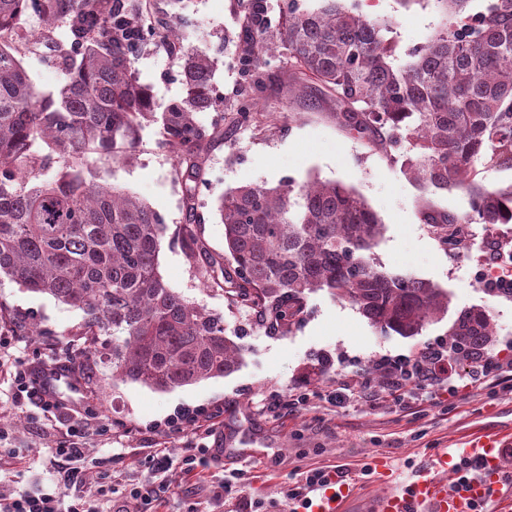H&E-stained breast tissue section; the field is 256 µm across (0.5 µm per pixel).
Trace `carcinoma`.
Wrapping results in <instances>:
<instances>
[{
	"label": "carcinoma",
	"instance_id": "cac0c4a2",
	"mask_svg": "<svg viewBox=\"0 0 512 512\" xmlns=\"http://www.w3.org/2000/svg\"><path fill=\"white\" fill-rule=\"evenodd\" d=\"M34 0H0V274L27 290L82 312L71 336L84 339L80 370L100 378L170 391L226 377L244 349L227 336L224 315L172 288L159 270L162 218L133 193L86 177V158L117 157L154 127L173 154L188 199H195L204 152L224 127L198 119L224 98L213 64L184 44L176 24L162 39L179 45L183 94L157 112L135 61L157 34L148 0H46L44 31L67 19L71 65L55 95H44L22 64L20 44ZM306 8L283 0L267 14L250 0L240 16L234 61L243 85L228 126L261 116L257 97L267 56L288 60V92L318 91L336 121L372 148L410 143L401 170L425 191L464 193V212H426L439 245L462 249L471 225L490 232L512 226V183L489 187L481 169H512V0H440L450 6L433 35L400 56L390 25L345 0ZM225 261L201 240L190 209L180 235L202 261L209 289L255 311L269 331L298 324L308 295L326 290L357 307L380 334L418 336L448 313L450 297L413 275L380 270L372 250L383 234L378 214L352 188L317 178L276 186L228 187L217 198ZM26 336L37 322L3 314ZM495 319L489 307L458 313L448 348L467 362L489 350Z\"/></svg>",
	"mask_w": 512,
	"mask_h": 512
}]
</instances>
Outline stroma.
<instances>
[{"label": "stroma", "mask_w": 512, "mask_h": 512, "mask_svg": "<svg viewBox=\"0 0 512 512\" xmlns=\"http://www.w3.org/2000/svg\"><path fill=\"white\" fill-rule=\"evenodd\" d=\"M360 10L393 22L401 49L424 43L441 20L436 0H357ZM159 15H176L187 43L209 56L213 82L232 104L241 77L233 63L239 33V0H154ZM71 31L56 25L48 38L34 42L23 57L35 85L58 91L65 82L61 67L48 62L55 49L68 47ZM141 82L150 86L157 109L180 97L178 67L164 45L149 46L137 59ZM284 58L271 61L269 76L257 97L265 112L284 116V130L257 123L228 130L205 157L195 206L203 215V239L210 254L224 253V226L215 213L216 200L227 187L277 185L317 177L353 187L376 211L385 230L373 250L376 265L388 272L411 273L448 291V313L419 336L378 335L349 302L320 291L308 297L300 325L268 333L256 315L236 306L203 285L200 264L191 259L177 237L188 215L175 161L153 129H145L132 160L93 161L96 179L127 189L149 204L168 227L159 256V270L171 287L208 310L223 314L226 333L244 349L239 370L168 392L134 383L104 385L97 392L81 391L69 409L45 411L15 398L11 379L0 376V446L10 449L21 473L10 484L16 491L35 492L49 482L43 464L48 449L65 437L69 424L100 415L105 430L88 438L94 457L115 472L147 476L154 449H168L173 464L167 473L173 494L166 512H185L197 500L198 512H228L231 496L223 489L238 478L245 498L241 512L262 502L266 512H288V485L296 472L312 468L341 471L348 483L372 490L365 470L378 453L389 456L401 474L424 463L435 448L465 447L479 431L512 432V382L474 391L455 380L454 392L439 386L421 400L396 405L387 399L375 405L332 406L329 395L339 379L366 374L383 357L412 356L428 342L444 338L458 312L491 307L497 335L494 352L512 360V298L488 295L485 283L500 275L499 265H479L478 256L494 251L491 239L475 237L461 253L443 251L425 224L423 209L462 212L468 207L459 192L423 193L400 170L401 150L391 156L370 150L364 140L337 124L330 103L314 95L288 90ZM0 302L7 310L34 318L44 331L41 341L12 339V351L22 361L47 363L65 356L67 332L81 313L54 299L27 291L8 278L0 279ZM330 362L329 376L313 381L309 372L320 358ZM308 393L306 405L269 411L272 396ZM199 414L200 430L190 437L170 432V422L182 411ZM207 460L201 475L204 489L190 495L179 460L185 453Z\"/></svg>", "instance_id": "stroma-1"}]
</instances>
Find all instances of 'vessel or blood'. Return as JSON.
Wrapping results in <instances>:
<instances>
[{
  "instance_id": "b4317fda",
  "label": "vessel or blood",
  "mask_w": 512,
  "mask_h": 512,
  "mask_svg": "<svg viewBox=\"0 0 512 512\" xmlns=\"http://www.w3.org/2000/svg\"><path fill=\"white\" fill-rule=\"evenodd\" d=\"M505 443V433L495 432L474 437L467 447L453 454L437 449L430 454L428 465L405 483L394 480L386 455H376L372 466L386 490L370 499L369 512H469V502L484 500L489 490H501L499 460ZM455 459L478 467L467 489H458L447 481L448 464ZM354 496L351 486L336 484L320 493L313 512H349Z\"/></svg>"
}]
</instances>
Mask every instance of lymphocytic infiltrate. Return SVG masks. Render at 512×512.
I'll return each mask as SVG.
<instances>
[{
	"mask_svg": "<svg viewBox=\"0 0 512 512\" xmlns=\"http://www.w3.org/2000/svg\"><path fill=\"white\" fill-rule=\"evenodd\" d=\"M425 362L408 357L389 360L383 364L384 385H374L369 379L357 377L338 382L331 395L335 406L351 400L376 403L392 397L412 395L426 387L444 383L451 378L455 362L442 344L432 343L426 348ZM69 366L57 362L48 366L14 363L10 375L18 393L38 401L48 408L65 407L66 401L58 393L48 391L44 380H51L68 372ZM89 428L71 427L68 443L50 449L47 456L52 490L40 493H0V512H113L115 493L140 504V512H158L172 493L164 474L172 461L164 450L151 457L153 474L148 478L117 476L108 469L92 470L85 448ZM332 475L323 469L300 472L288 486V512H309L311 498L329 486Z\"/></svg>",
	"mask_w": 512,
	"mask_h": 512,
	"instance_id": "lymphocytic-infiltrate-1",
	"label": "lymphocytic infiltrate"
}]
</instances>
